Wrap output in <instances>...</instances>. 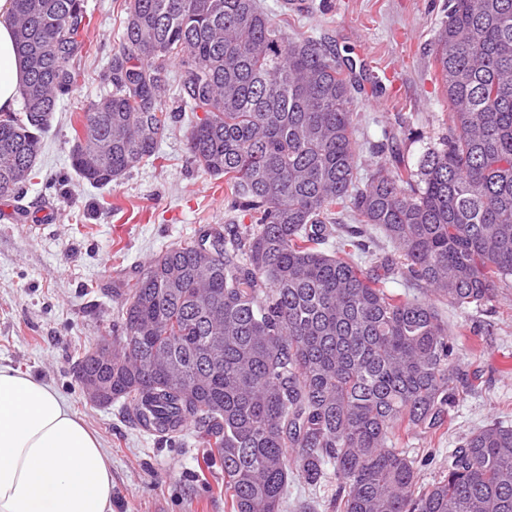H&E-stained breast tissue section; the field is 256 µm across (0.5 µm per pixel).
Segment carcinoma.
Instances as JSON below:
<instances>
[{"mask_svg": "<svg viewBox=\"0 0 512 512\" xmlns=\"http://www.w3.org/2000/svg\"><path fill=\"white\" fill-rule=\"evenodd\" d=\"M434 61L448 133L413 169L358 176L359 82L323 42L288 37L258 0H126L122 41L70 149L105 187L158 159L161 99L179 61L182 104L204 117L188 151L224 178L249 224L208 227L141 266L122 335L76 379L112 384L171 443L185 424L224 471L231 512H282L288 478L333 465L332 512H512V426L472 431L420 484L391 437L448 429L472 388L438 304L486 307L512 280V0H446ZM22 112H0V195L23 197L57 103L78 88L85 0H15ZM360 224L348 230L337 216ZM380 234L397 258L353 257ZM428 299L388 291L394 275Z\"/></svg>", "mask_w": 512, "mask_h": 512, "instance_id": "cac0c4a2", "label": "carcinoma"}]
</instances>
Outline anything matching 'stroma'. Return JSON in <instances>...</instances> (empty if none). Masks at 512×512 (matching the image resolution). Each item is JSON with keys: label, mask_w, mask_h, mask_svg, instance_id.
Instances as JSON below:
<instances>
[{"label": "stroma", "mask_w": 512, "mask_h": 512, "mask_svg": "<svg viewBox=\"0 0 512 512\" xmlns=\"http://www.w3.org/2000/svg\"><path fill=\"white\" fill-rule=\"evenodd\" d=\"M259 0L273 18L288 16V34L329 42L365 69L354 94L361 119L359 171L375 162L372 144L385 129L417 166L448 131V102L432 54L444 0ZM92 17L89 55L77 91L61 100L42 139L26 214L0 220V364L32 373L57 391L100 438L112 459V512H230L224 474L206 459L196 428L176 445L140 429L121 403L87 401L74 366L99 338L121 333V299L145 262L194 237L204 224H246L223 180L192 163L186 132L196 119L179 111L178 69L170 67L163 102L171 117L154 163L133 169L103 189L82 182L70 165L75 127L105 92L101 74L118 47L125 0H86ZM0 197V210L14 209ZM462 368L477 373L474 388L449 410L445 434L421 430L396 438L423 459L425 481L438 477L449 453L469 431L498 421L512 425V287L493 308L461 312L440 305Z\"/></svg>", "instance_id": "obj_1"}]
</instances>
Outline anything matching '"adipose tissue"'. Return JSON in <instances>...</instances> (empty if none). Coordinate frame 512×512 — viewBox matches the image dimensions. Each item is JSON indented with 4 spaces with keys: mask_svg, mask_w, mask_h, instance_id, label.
Listing matches in <instances>:
<instances>
[{
    "mask_svg": "<svg viewBox=\"0 0 512 512\" xmlns=\"http://www.w3.org/2000/svg\"><path fill=\"white\" fill-rule=\"evenodd\" d=\"M13 0H0V111L24 73ZM112 464L97 435L47 384L0 365V512H112Z\"/></svg>",
    "mask_w": 512,
    "mask_h": 512,
    "instance_id": "obj_1",
    "label": "adipose tissue"
}]
</instances>
